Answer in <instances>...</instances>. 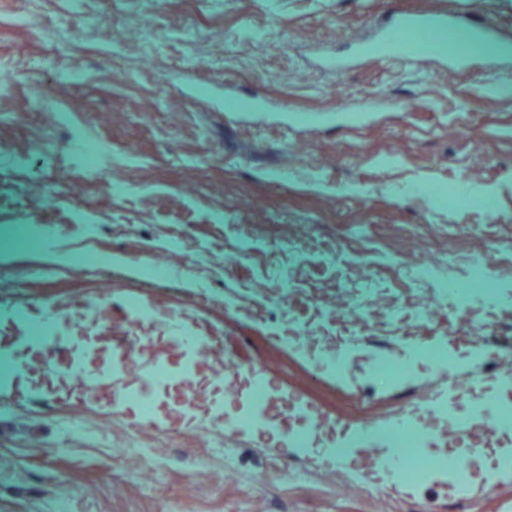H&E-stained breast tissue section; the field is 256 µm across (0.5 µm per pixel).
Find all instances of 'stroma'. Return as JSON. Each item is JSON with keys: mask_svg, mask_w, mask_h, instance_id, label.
Instances as JSON below:
<instances>
[{"mask_svg": "<svg viewBox=\"0 0 512 512\" xmlns=\"http://www.w3.org/2000/svg\"><path fill=\"white\" fill-rule=\"evenodd\" d=\"M395 2L455 17L465 67L329 65ZM428 259L439 278L415 276ZM139 336L205 409L127 399L144 374L115 365ZM199 336L328 418L468 376L502 397L512 0H0V512H512L511 427L470 423L467 476L408 480L371 455L401 434L321 448L236 423ZM334 345L341 375L320 365Z\"/></svg>", "mask_w": 512, "mask_h": 512, "instance_id": "obj_1", "label": "stroma"}]
</instances>
